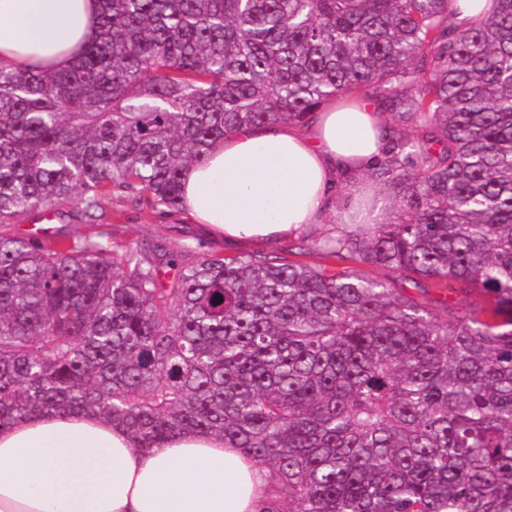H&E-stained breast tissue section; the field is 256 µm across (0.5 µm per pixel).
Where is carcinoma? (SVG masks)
Masks as SVG:
<instances>
[{
    "mask_svg": "<svg viewBox=\"0 0 512 512\" xmlns=\"http://www.w3.org/2000/svg\"><path fill=\"white\" fill-rule=\"evenodd\" d=\"M494 4L461 30L448 0H103L72 66L0 65V226L70 202L95 221L115 189L178 211L213 143L331 97L377 99L394 134L367 173L389 220L317 245L341 270L0 230V428L92 414L142 451L210 434L268 470L265 512H512V0Z\"/></svg>",
    "mask_w": 512,
    "mask_h": 512,
    "instance_id": "cac0c4a2",
    "label": "carcinoma"
}]
</instances>
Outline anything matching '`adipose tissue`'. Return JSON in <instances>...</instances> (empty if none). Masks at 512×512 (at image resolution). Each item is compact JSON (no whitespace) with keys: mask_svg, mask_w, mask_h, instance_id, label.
I'll return each mask as SVG.
<instances>
[{"mask_svg":"<svg viewBox=\"0 0 512 512\" xmlns=\"http://www.w3.org/2000/svg\"><path fill=\"white\" fill-rule=\"evenodd\" d=\"M102 0H0V62L67 68L97 36ZM378 102H325L306 127L242 126L183 176V208L229 241L276 243L336 215L363 191L338 178L388 150ZM268 471L222 439L185 434L147 452L95 416L45 414L0 430V512H264Z\"/></svg>","mask_w":512,"mask_h":512,"instance_id":"adipose-tissue-1","label":"adipose tissue"}]
</instances>
